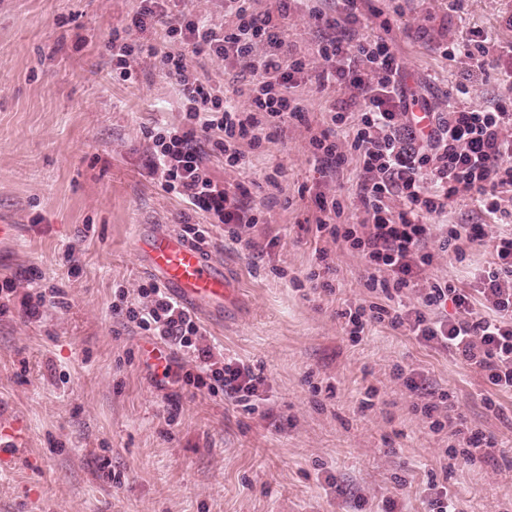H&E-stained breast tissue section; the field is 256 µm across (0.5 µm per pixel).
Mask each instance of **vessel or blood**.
Listing matches in <instances>:
<instances>
[{
    "instance_id": "b4317fda",
    "label": "vessel or blood",
    "mask_w": 512,
    "mask_h": 512,
    "mask_svg": "<svg viewBox=\"0 0 512 512\" xmlns=\"http://www.w3.org/2000/svg\"><path fill=\"white\" fill-rule=\"evenodd\" d=\"M133 251L142 272L190 312L220 317L237 298L223 266L175 231L138 226Z\"/></svg>"
}]
</instances>
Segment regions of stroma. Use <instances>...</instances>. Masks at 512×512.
Masks as SVG:
<instances>
[{
    "label": "stroma",
    "instance_id": "obj_1",
    "mask_svg": "<svg viewBox=\"0 0 512 512\" xmlns=\"http://www.w3.org/2000/svg\"><path fill=\"white\" fill-rule=\"evenodd\" d=\"M359 37L386 35L403 61L405 83L444 112L455 88L468 105L491 108L504 97L499 71L475 68L442 52L443 43L481 32L512 40V0H371ZM139 0H0V281L14 280L0 315V428L18 424L22 462L0 466V512H428L432 483L447 484L459 512H512V394L488 384L464 361L425 347L388 324L348 336L342 310L374 302L361 258L315 235L314 196H336L341 223L364 215L351 198L355 158L324 175L309 136L342 92L300 85L303 120L246 147L250 165L213 176L245 182L264 223L241 230L210 226L206 250L237 280L241 295L222 326L201 322L202 342L218 356L243 360L265 379L256 406L177 383L157 387L142 346L145 333L112 304L118 289L136 298L150 278L131 249L136 225L180 230L186 210L146 173L148 129L178 123V88L159 53L168 51L173 17L141 31ZM388 30H381V21ZM147 53L138 78L112 76L113 36ZM283 37L315 58L320 33L307 9H293ZM201 83L248 106L253 77L234 60L186 51ZM470 199L457 200L428 241L439 259L426 281L469 287L465 268L490 261L488 250L440 252L450 224L512 226ZM262 252L243 248V240ZM74 249V263L64 254ZM328 252L318 261L316 249ZM57 285L64 308L24 320L29 272ZM332 284L313 289L310 273ZM408 364L462 407L469 428L497 443L470 466L452 459L451 429L434 432L422 401L397 379Z\"/></svg>",
    "mask_w": 512,
    "mask_h": 512
}]
</instances>
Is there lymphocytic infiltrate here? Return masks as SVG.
<instances>
[{
    "label": "lymphocytic infiltrate",
    "mask_w": 512,
    "mask_h": 512,
    "mask_svg": "<svg viewBox=\"0 0 512 512\" xmlns=\"http://www.w3.org/2000/svg\"><path fill=\"white\" fill-rule=\"evenodd\" d=\"M296 2L274 0L272 9L260 14L250 0H224L231 25L216 29L200 17L168 27L172 49L161 61L179 87L183 117L180 123L148 131L149 175L159 176L166 194L209 223H259L243 184L212 177L207 150L223 154L225 166L246 168L249 160L241 144L258 146L300 115L294 90L302 81L314 80L322 90H343L344 100L330 109L326 127L309 144L325 168L342 165V146L350 144L360 168L356 199L363 222L341 223L340 203L323 195L313 215L318 237L343 243L363 259L366 285L378 296L370 305L342 311L350 337L388 324L422 345L462 358L498 391L512 393V232L492 237L481 224L451 225L441 250L456 249L463 240L490 247L492 260L475 273L477 286L471 292L446 281H424L436 258L426 248L433 233L426 217L447 213L462 197L497 214L503 194L512 191V108L452 105L432 113L429 130L421 131L410 109L403 64L387 40L378 36L352 42L332 35L359 22L365 0H341V11L333 14L312 10V18L331 32L317 46L323 61L317 69L288 50L280 36L281 22ZM190 46L205 47L220 60L234 59L253 73L248 110L232 105L223 90L202 85L182 55ZM352 108L357 111L353 123L347 120ZM415 287L422 290L418 300L405 302L407 291ZM141 295V302L127 303V321L200 362L202 374L193 378L178 362L166 360L163 382L203 388L215 397L256 394L262 377L240 360H217L202 345L195 318L164 289L153 283ZM449 305L455 309L450 316L445 313ZM395 371L409 391L425 395L422 412L433 430L464 428L460 408L448 392L428 391L408 366L396 365Z\"/></svg>",
    "instance_id": "obj_1"
}]
</instances>
